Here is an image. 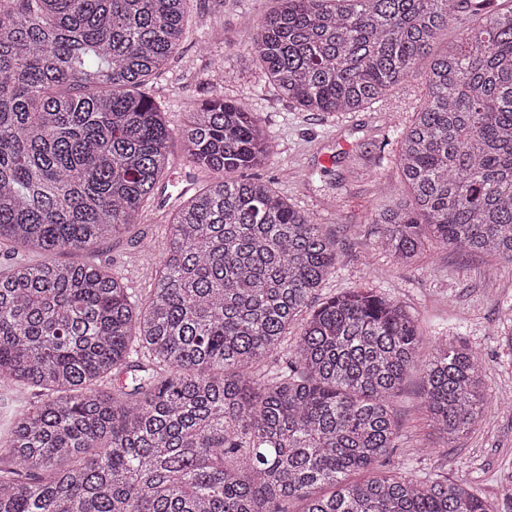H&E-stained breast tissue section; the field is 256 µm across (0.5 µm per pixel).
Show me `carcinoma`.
Wrapping results in <instances>:
<instances>
[{"label":"carcinoma","instance_id":"carcinoma-1","mask_svg":"<svg viewBox=\"0 0 512 512\" xmlns=\"http://www.w3.org/2000/svg\"><path fill=\"white\" fill-rule=\"evenodd\" d=\"M190 0H0V512H495L465 485L377 465L412 372L443 439L484 416L482 359L400 302L317 300L336 241L244 175L272 146L248 102L189 112L212 181L174 214L153 288L92 254L138 224L170 133L138 92L175 54ZM279 0L245 50L304 112H357L421 73L393 127L403 198L371 214L411 264L434 246L512 264V0ZM471 13L467 4L458 2L448 28L443 29L432 45L433 54L445 51L448 45L458 41L461 31L470 24Z\"/></svg>","mask_w":512,"mask_h":512}]
</instances>
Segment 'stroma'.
<instances>
[{
    "instance_id": "35a3bbf8",
    "label": "stroma",
    "mask_w": 512,
    "mask_h": 512,
    "mask_svg": "<svg viewBox=\"0 0 512 512\" xmlns=\"http://www.w3.org/2000/svg\"><path fill=\"white\" fill-rule=\"evenodd\" d=\"M276 6V0H193L175 57L146 87L171 133L170 181L146 203L134 234L103 243L93 258L136 292L151 287L172 214L211 178L186 158L180 132L188 113L215 96L249 101L272 145L268 162L251 177L336 241L339 262L321 296L369 285L405 304L423 326L448 322L449 342L468 344L483 358L484 417L446 444L419 409V376L407 380L393 403L399 440L387 469L446 475L493 501L496 512H512V498L502 494L512 486V348L502 341L512 330V264L490 281L482 256L437 247L405 265L379 249V229L369 215L382 193L401 187L391 128L412 119L426 94L424 80L407 78L360 112L300 111L242 49L243 20H261Z\"/></svg>"
}]
</instances>
